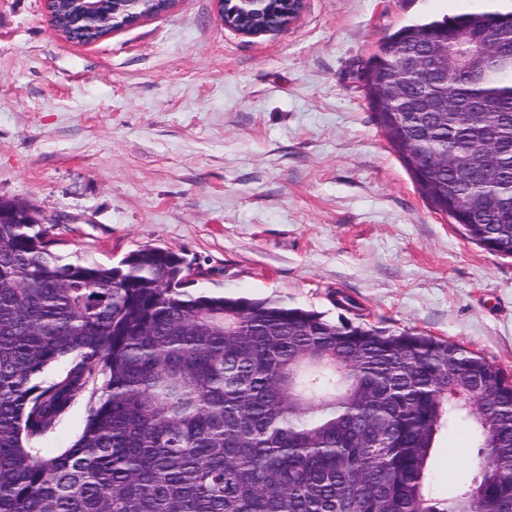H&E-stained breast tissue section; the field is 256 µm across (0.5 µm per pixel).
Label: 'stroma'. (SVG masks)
Here are the masks:
<instances>
[{
  "label": "stroma",
  "mask_w": 512,
  "mask_h": 512,
  "mask_svg": "<svg viewBox=\"0 0 512 512\" xmlns=\"http://www.w3.org/2000/svg\"><path fill=\"white\" fill-rule=\"evenodd\" d=\"M510 7L306 0L294 24L248 37L217 0H175L81 47L44 0H0V200L36 208L65 258L169 248L203 270L192 293L411 328L512 374V259L426 203L363 80L410 21ZM482 466L468 430L442 433L427 492Z\"/></svg>",
  "instance_id": "35a3bbf8"
}]
</instances>
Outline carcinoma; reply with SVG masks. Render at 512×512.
<instances>
[{"label": "carcinoma", "instance_id": "1", "mask_svg": "<svg viewBox=\"0 0 512 512\" xmlns=\"http://www.w3.org/2000/svg\"><path fill=\"white\" fill-rule=\"evenodd\" d=\"M512 10L407 23L364 70L386 140L429 205L512 257ZM500 40L446 112L377 90L399 55L450 34ZM496 183L484 187L479 170ZM183 260L66 261L0 223V512H512V375L459 344L279 301L191 294ZM65 367L48 382L40 375ZM77 440L42 442L80 399ZM474 434L484 469L426 492L438 436Z\"/></svg>", "mask_w": 512, "mask_h": 512}]
</instances>
